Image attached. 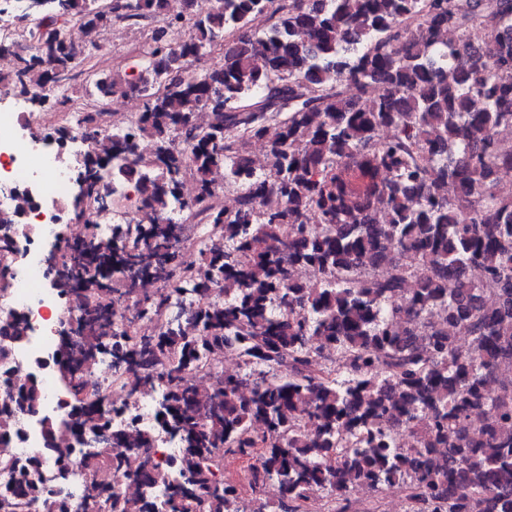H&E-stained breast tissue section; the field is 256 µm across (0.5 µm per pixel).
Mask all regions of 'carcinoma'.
Returning a JSON list of instances; mask_svg holds the SVG:
<instances>
[{
  "label": "carcinoma",
  "instance_id": "1",
  "mask_svg": "<svg viewBox=\"0 0 512 512\" xmlns=\"http://www.w3.org/2000/svg\"><path fill=\"white\" fill-rule=\"evenodd\" d=\"M166 2L112 0L104 10L51 0L37 52L0 43L14 60L0 78L53 108L37 90L79 76L74 46L57 37L65 24H145ZM488 15L497 49L481 55L472 32ZM443 30L455 41L440 45ZM217 46L221 67L188 70L186 58ZM144 60L137 74L96 82L103 95L143 97L132 130L101 136L99 112L84 127L96 139L78 168L87 197L101 195V165L125 158L112 168L120 179L140 161L139 219L109 239L87 230L56 267V288L81 311L80 341L59 343L57 373L83 407L48 423L47 452L63 467L78 435L111 426L114 408L84 379L110 357L132 394L165 382L156 425L181 453L172 473L146 457L151 431H112L81 455L83 512H308L320 488L336 495L337 512H353L354 483L375 492L399 484L412 512H512V199L490 186L493 173H512V151L500 146L512 130V0H220L185 24L166 21ZM372 86L379 95L366 110L361 93ZM272 126L266 171L255 177L248 147ZM146 138L153 152L143 162ZM219 175L227 188L249 181L230 213L217 202ZM188 176L196 192L185 199ZM449 184L456 195L440 193ZM176 209L212 228L193 267L180 262ZM302 267L315 278L298 281ZM465 267L496 292L476 288ZM142 279L158 290L131 321L165 322L154 336L129 337L114 308ZM186 292L199 298L189 313L178 300ZM24 332L19 317H0V355ZM226 351L259 371L219 370L207 394L188 384ZM338 352L345 384L333 377ZM41 400L36 383L3 374L0 445L20 439L19 415ZM397 434L411 447H394ZM254 456L247 500L221 463ZM43 463L0 453L12 476L0 512L35 502L72 512L71 497L39 482ZM103 469L141 492L118 495L96 479ZM271 482L278 498L263 502Z\"/></svg>",
  "mask_w": 512,
  "mask_h": 512
}]
</instances>
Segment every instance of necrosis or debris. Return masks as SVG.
I'll use <instances>...</instances> for the list:
<instances>
[{
	"label": "necrosis or debris",
	"instance_id": "obj_1",
	"mask_svg": "<svg viewBox=\"0 0 512 512\" xmlns=\"http://www.w3.org/2000/svg\"><path fill=\"white\" fill-rule=\"evenodd\" d=\"M50 94L67 100L68 111L35 116L28 112L26 101L18 98L11 84L0 82V191L5 194L0 211L11 218L17 247L24 254L21 260L9 261L5 279L0 282V317L16 314L28 326L26 336L13 346L7 358H0V371L8 370L16 380L35 379L45 393L41 405L20 417L23 438L8 447L9 454L18 458L43 454V418H60L66 411L64 392L54 377L51 335L60 319L66 317L67 308L55 289L46 285L49 273L42 260L43 248L51 244L57 253H64L69 236L79 235L89 227L99 235H111L114 225L127 223V205L134 197L132 184L109 183L106 193L112 199L111 205H90L92 223L78 221L69 185L74 169L93 148L81 129L94 106L75 97L66 86L55 87ZM35 118L43 125V137L29 133L30 122ZM60 126L71 131L70 138L62 143L51 137L54 128ZM87 379L93 389L110 395L117 407L113 427H153L161 387L129 393L126 375L108 358L100 360ZM39 477L50 489L79 495L86 482L80 453H73L63 468L46 458Z\"/></svg>",
	"mask_w": 512,
	"mask_h": 512
}]
</instances>
